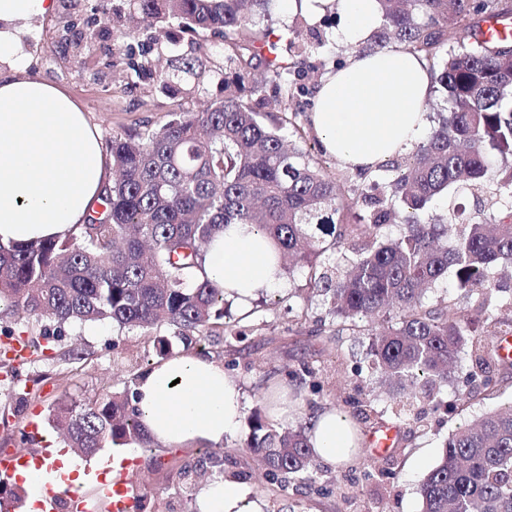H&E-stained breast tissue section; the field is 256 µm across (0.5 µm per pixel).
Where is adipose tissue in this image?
<instances>
[{"label": "adipose tissue", "mask_w": 512, "mask_h": 512, "mask_svg": "<svg viewBox=\"0 0 512 512\" xmlns=\"http://www.w3.org/2000/svg\"><path fill=\"white\" fill-rule=\"evenodd\" d=\"M54 0H0V244L65 239L85 223L112 181V156L100 129L62 88L30 79L24 46L35 20ZM338 41L354 52L314 89L312 127L324 151L354 171H373L422 139L431 78L424 61L390 46L364 51L379 26L378 0H338ZM272 244L254 225L230 224L209 244L204 270L240 308L282 288ZM133 403L145 438L165 448L223 445L240 429L243 392L223 363L183 352L137 380ZM312 455L336 467L348 462L359 432L329 409L309 425ZM199 512H264L242 483L218 479L198 497Z\"/></svg>", "instance_id": "ef3b65f1"}]
</instances>
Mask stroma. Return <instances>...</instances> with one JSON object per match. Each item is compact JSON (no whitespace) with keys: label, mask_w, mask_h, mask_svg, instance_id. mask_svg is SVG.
I'll use <instances>...</instances> for the list:
<instances>
[{"label":"stroma","mask_w":512,"mask_h":512,"mask_svg":"<svg viewBox=\"0 0 512 512\" xmlns=\"http://www.w3.org/2000/svg\"><path fill=\"white\" fill-rule=\"evenodd\" d=\"M328 14L332 25L320 30L325 44L306 58L296 79L303 93L293 104L305 110L318 80L352 54L349 46L332 37V26L340 22L338 11L332 8ZM107 26L98 0H69L37 20L25 47L29 75L70 92L104 137L142 120L158 125L167 113L194 112L223 98L224 81L218 77L205 79L200 91L185 83L177 92H160L148 74L137 76L131 69L133 62L143 60L146 44L136 38L114 49ZM286 283V289L263 294L249 310L234 309L243 338L220 335L203 343L208 356L229 364L230 375L244 392L240 430L217 447L224 465L211 468L212 478L240 473L242 483L266 502V512H419L417 486L436 465L444 440L458 424L512 397V367L494 369L497 390L492 393L485 389L483 376H472L469 358H462L433 399L418 398L409 411H401L403 397L396 389L377 385L369 372L357 370L365 362L367 337L344 335L331 342L318 335L317 322L325 310L319 298L309 297L303 270H295ZM448 294L456 298L475 332H485L495 319L512 317V290L498 293L496 305L481 311L451 275L427 302L437 304ZM292 307L303 314L302 323L291 322ZM42 332L40 319L0 311V365L6 361L8 335L22 337L30 348L29 358L15 366L29 391L27 403L16 407L11 389L0 387V454L19 452L25 433L34 437L33 452L55 444L46 417L59 399L92 400L123 390L133 376L158 360L152 334L121 332L108 322L77 325L55 339L44 338ZM75 347L82 350V358L72 356ZM275 389L287 390L292 397L288 424H307L318 412L331 408L345 409L355 419L363 440L361 452L336 469L318 466L320 479L329 484L328 494L300 482L285 492L268 490L258 454L245 448L252 414L258 410L270 417L267 398ZM357 389L377 393L374 411L365 421L346 402ZM386 427L394 429L395 437L391 447L379 453L370 440ZM201 454L198 446L138 451L142 512H197L200 486L185 471L197 465Z\"/></svg>","instance_id":"obj_1"}]
</instances>
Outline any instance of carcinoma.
Returning a JSON list of instances; mask_svg holds the SVG:
<instances>
[{"label":"carcinoma","mask_w":512,"mask_h":512,"mask_svg":"<svg viewBox=\"0 0 512 512\" xmlns=\"http://www.w3.org/2000/svg\"><path fill=\"white\" fill-rule=\"evenodd\" d=\"M155 32L178 27L224 37V98L197 112H170L154 127L143 122L110 138L112 186L104 210L63 240L0 245V307L45 318L60 336L75 322L110 320L118 329L157 331L160 359L210 336L226 321L224 289L204 276L208 243L228 224H252L271 239L282 271L302 265L328 306L320 333L361 334L359 321L394 314L381 333H370L369 370L395 379L406 396L431 394L448 381L460 355L471 353L481 372L499 354L512 321H496L477 335L461 314L430 306L425 295L455 269L458 287L484 305L502 291L493 268L512 263V38L485 41L479 23L512 16V0H378L382 24L372 38L396 41L425 62L434 92L450 104L439 113L406 168L382 164L394 176L356 188L327 172L313 155L288 147L281 130L300 132L290 111L296 83L289 75L322 44L293 19L285 45L269 18L275 0H127ZM159 70L163 92L177 83H202L196 57L171 60ZM260 72L245 92L236 83ZM489 192L500 209L492 222L474 216L456 223L469 195ZM446 195V212L425 223L420 214ZM387 224L402 225L394 240ZM456 225L453 245L442 242ZM322 231L316 237L312 228ZM363 240L341 267L328 265L336 246ZM133 391L93 401L60 400L50 424L68 448L86 457L101 448L139 442L145 448ZM261 456L267 483L279 490L316 472L307 427L285 428L256 417L244 440ZM420 512H512V403L445 439L437 464L418 487ZM18 488L0 487V512L21 508Z\"/></svg>","instance_id":"1"}]
</instances>
